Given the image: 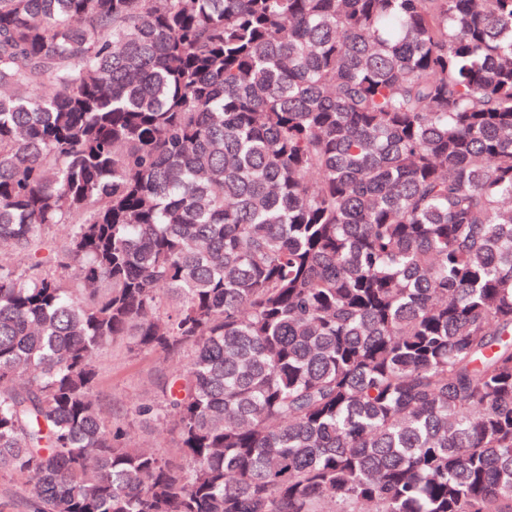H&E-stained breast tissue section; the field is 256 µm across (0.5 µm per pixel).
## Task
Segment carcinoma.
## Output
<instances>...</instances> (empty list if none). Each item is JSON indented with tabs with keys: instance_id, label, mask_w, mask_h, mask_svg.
Returning <instances> with one entry per match:
<instances>
[{
	"instance_id": "cac0c4a2",
	"label": "carcinoma",
	"mask_w": 512,
	"mask_h": 512,
	"mask_svg": "<svg viewBox=\"0 0 512 512\" xmlns=\"http://www.w3.org/2000/svg\"><path fill=\"white\" fill-rule=\"evenodd\" d=\"M0 245L34 512H512V0H0ZM97 394L113 429L122 431L132 448H149L181 466L183 458L170 424L158 425L132 414L139 403L157 399L158 386L177 368L159 354L131 352L121 341L96 358Z\"/></svg>"
}]
</instances>
